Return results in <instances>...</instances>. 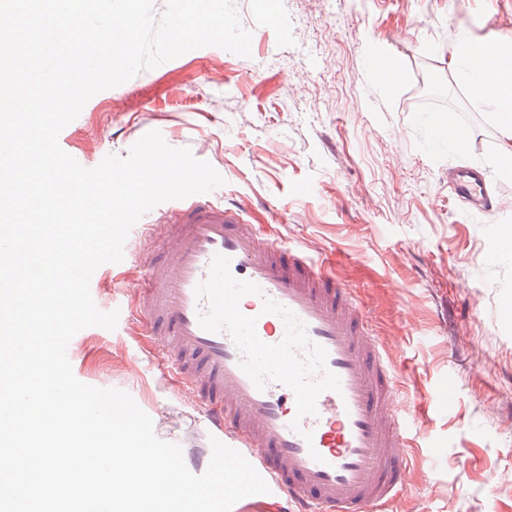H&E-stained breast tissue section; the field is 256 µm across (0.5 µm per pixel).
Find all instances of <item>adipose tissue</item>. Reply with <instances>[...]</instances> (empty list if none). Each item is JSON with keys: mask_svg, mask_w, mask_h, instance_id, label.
<instances>
[{"mask_svg": "<svg viewBox=\"0 0 512 512\" xmlns=\"http://www.w3.org/2000/svg\"><path fill=\"white\" fill-rule=\"evenodd\" d=\"M454 79L481 91L498 131V154L512 164V39L458 42L449 60Z\"/></svg>", "mask_w": 512, "mask_h": 512, "instance_id": "adipose-tissue-1", "label": "adipose tissue"}]
</instances>
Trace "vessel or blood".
<instances>
[{
  "label": "vessel or blood",
  "mask_w": 512,
  "mask_h": 512,
  "mask_svg": "<svg viewBox=\"0 0 512 512\" xmlns=\"http://www.w3.org/2000/svg\"><path fill=\"white\" fill-rule=\"evenodd\" d=\"M448 190L481 216L508 205L474 168L452 169ZM141 233L170 244L137 285L138 320L160 333L169 372L278 512H385L415 441L391 358L350 291L232 203L195 194Z\"/></svg>",
  "instance_id": "vessel-or-blood-1"
}]
</instances>
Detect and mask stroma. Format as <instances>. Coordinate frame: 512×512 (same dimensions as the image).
Returning a JSON list of instances; mask_svg holds the SVG:
<instances>
[{"instance_id": "obj_1", "label": "stroma", "mask_w": 512, "mask_h": 512, "mask_svg": "<svg viewBox=\"0 0 512 512\" xmlns=\"http://www.w3.org/2000/svg\"><path fill=\"white\" fill-rule=\"evenodd\" d=\"M251 54L192 50L95 94L59 135L83 167L127 155L160 131L224 178L211 201L323 263L363 306L391 350L415 435L405 494L390 512H512V259L491 249L512 225L448 193V172H484L512 202L487 109L450 83L461 39L512 38V0H235ZM397 76L381 81L369 54ZM452 117L465 149L431 144ZM137 232L124 258L97 268L90 291L115 330L93 326L67 348L83 383L127 392L183 454L211 433L130 316L145 272Z\"/></svg>"}]
</instances>
